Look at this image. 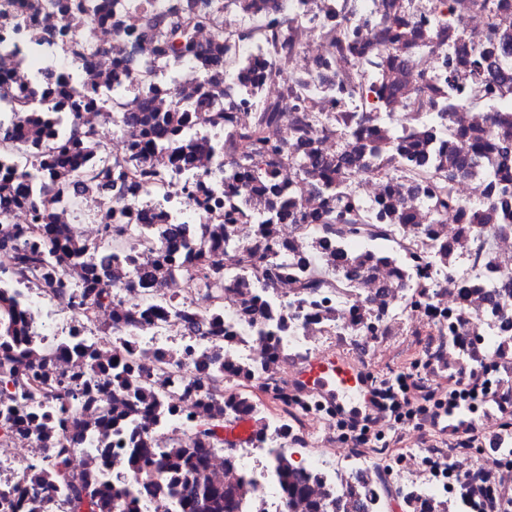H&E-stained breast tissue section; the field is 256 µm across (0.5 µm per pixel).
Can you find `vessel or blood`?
I'll use <instances>...</instances> for the list:
<instances>
[{
	"label": "vessel or blood",
	"instance_id": "1",
	"mask_svg": "<svg viewBox=\"0 0 512 512\" xmlns=\"http://www.w3.org/2000/svg\"><path fill=\"white\" fill-rule=\"evenodd\" d=\"M298 380L317 388L348 413H356L368 404L367 374L346 356L336 354L315 358L301 367Z\"/></svg>",
	"mask_w": 512,
	"mask_h": 512
}]
</instances>
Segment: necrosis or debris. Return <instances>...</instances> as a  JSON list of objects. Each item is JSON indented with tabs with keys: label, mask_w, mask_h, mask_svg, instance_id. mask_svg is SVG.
Segmentation results:
<instances>
[{
	"label": "necrosis or debris",
	"mask_w": 512,
	"mask_h": 512,
	"mask_svg": "<svg viewBox=\"0 0 512 512\" xmlns=\"http://www.w3.org/2000/svg\"><path fill=\"white\" fill-rule=\"evenodd\" d=\"M102 20L64 16L56 0H0V83L33 88L39 74L73 39L95 52L80 64L77 87L85 100L79 120L105 122L99 95L112 92L118 144L99 138L103 153L126 160L137 137L121 116L153 97L162 112H184L182 142L196 152L190 174L173 152L149 153L144 165L172 173L165 190L153 179L124 173L97 190L74 177L55 221L73 241L100 246L112 258V304L84 312L41 288L0 289V345L10 365L48 382L79 381L90 399L25 398L22 385L0 387V405L17 400L43 425L0 429V496L28 486L33 468H46L53 449L71 450L78 475L94 450L114 459L139 446H187L194 427L214 414L248 422L250 434L234 453L211 452L205 476L246 484L240 512H309L310 500L338 501V512H386L395 491L407 512H512V148L467 168L450 161L475 137L512 135V0H99ZM201 15V22L169 62L159 40L146 35L145 14ZM158 72L152 94L127 92L146 64ZM224 125L216 127V110ZM267 134L281 151L269 180L283 188L301 223L274 225L288 273L266 289L259 264L246 252L266 218L251 173L229 179L241 154L231 136L264 112ZM309 117L307 134L297 124ZM413 130V150L389 173L374 171L363 146L386 132ZM223 139L224 154L212 150ZM335 159L348 193L373 223L393 224V241L373 252L368 270L350 272L335 246L323 242L317 216L327 202V172L304 163L308 153ZM450 166L453 201L432 222V180L410 169L428 161ZM244 217L227 235L208 238L207 267L224 277L219 308L193 282L186 258L161 283L134 282L136 269L157 258L156 248L131 237L104 246L105 221L150 224L226 222L229 204ZM316 276L327 286L303 295L298 280ZM270 296L288 323L278 340L256 335L242 316L246 303ZM33 323L22 347L3 329L14 312ZM398 366L428 383L433 401L405 422L390 413L396 383L378 382L380 410L366 418L363 441L340 425L334 405L301 386L297 367L322 354L354 356L362 367L382 348ZM124 359L133 375L124 394L121 425L104 422L113 403L101 366ZM479 386L457 416L430 425L437 399L455 382ZM403 427L407 447L386 446V428ZM313 476L309 499L285 502L273 479L277 457Z\"/></svg>",
	"instance_id": "4bbe7bcc"
}]
</instances>
